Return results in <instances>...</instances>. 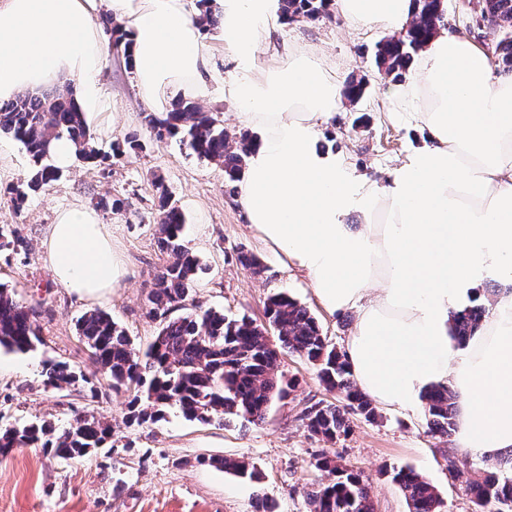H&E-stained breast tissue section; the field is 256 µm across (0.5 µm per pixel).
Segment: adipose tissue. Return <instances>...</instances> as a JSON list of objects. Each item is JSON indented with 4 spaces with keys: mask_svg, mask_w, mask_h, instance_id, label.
Segmentation results:
<instances>
[{
    "mask_svg": "<svg viewBox=\"0 0 512 512\" xmlns=\"http://www.w3.org/2000/svg\"><path fill=\"white\" fill-rule=\"evenodd\" d=\"M198 0H0V102L70 80L87 122L101 115L114 49L99 24L124 34L134 84L155 111L210 96L208 34ZM217 38L236 63L227 93L255 136L238 202L257 237L304 272L330 313L355 312L350 371L378 405L419 411L434 385L457 394L455 450L490 457L512 448V74L459 31L419 51L414 80L391 101L425 142L386 180L352 175L315 147L340 108L334 74L311 49L257 53L276 0H217ZM345 18L398 33L411 0H338ZM58 282L85 297L126 275L96 213H59L45 241ZM486 313L466 340L458 315Z\"/></svg>",
    "mask_w": 512,
    "mask_h": 512,
    "instance_id": "1",
    "label": "adipose tissue"
}]
</instances>
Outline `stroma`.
<instances>
[{
  "mask_svg": "<svg viewBox=\"0 0 512 512\" xmlns=\"http://www.w3.org/2000/svg\"><path fill=\"white\" fill-rule=\"evenodd\" d=\"M386 35V29L348 22L333 4L318 19L274 26L258 52L260 63L267 64L282 45L311 47L343 76L363 78L364 97L354 105L343 103L322 125L316 146L335 154L354 173L380 179L423 143L422 134L394 112L388 98L391 82L374 66V46ZM209 51L215 93L200 105L217 113L230 135L246 133L231 102L220 94L235 74V63L219 42H210ZM104 80L110 90L105 120L90 128L96 146L108 153L113 143L133 136L143 143L142 151L107 167L72 162L47 190L18 206L10 189L27 176L29 158L21 143L0 137L12 152L13 165L12 175L0 179V225H18L27 242L26 254L0 257V283L16 300L37 308L42 339L35 352L25 355L0 349V414L12 420L47 419L63 428L74 410L88 405L78 391L46 386L41 376L49 360L84 372L91 369L90 353L76 329L85 312L107 311L138 345L155 335L145 299L154 272L168 261L156 224L164 190L185 213L188 238L207 267L197 287L199 305L261 323L268 297L284 292L308 308L331 344L345 350L355 313H328L305 276L257 238L235 194L229 193L220 165L146 129L143 114L150 106L138 97L129 67L113 61ZM115 198L124 199L125 211L102 209L103 201ZM74 205L96 210L127 271L119 286L98 298H81L60 287L45 259L50 224ZM242 251L258 258L263 273L254 275L241 266L237 256ZM279 371L294 389L272 402L259 426L240 419L188 421L172 411L165 421L129 427L124 394L99 380L91 405L113 427L111 451L66 467L39 448L14 450L0 458V512H254L259 494L275 512H308L307 491L328 476L312 465L325 443L310 432L305 411L319 401L335 402L338 395L319 382L313 364L296 355L282 353ZM349 422L348 432L333 448L367 481L374 512H408L403 492L390 478L392 468L421 473L439 491L443 512H472L468 481L496 468L494 460L473 457L459 458L456 468H449L452 441L431 432L421 412L381 408L376 418L353 414ZM210 457L254 464L261 480L245 481L207 465Z\"/></svg>",
  "mask_w": 512,
  "mask_h": 512,
  "instance_id": "obj_1",
  "label": "stroma"
}]
</instances>
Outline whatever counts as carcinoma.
Segmentation results:
<instances>
[{
  "label": "carcinoma",
  "mask_w": 512,
  "mask_h": 512,
  "mask_svg": "<svg viewBox=\"0 0 512 512\" xmlns=\"http://www.w3.org/2000/svg\"><path fill=\"white\" fill-rule=\"evenodd\" d=\"M331 0H280L279 15L285 24L316 19ZM480 18L500 32L494 54L503 70L512 72V0H481ZM200 21L205 27L220 25L215 0H200ZM445 26L444 0H413V14L405 32L376 44L374 64L383 78L403 82L414 57L428 40ZM143 121L157 138L177 137L200 159L224 167L229 191L241 180L252 138H232L223 121L192 100H179L168 112H146ZM20 141L32 162L29 179L13 188L14 200L22 202L56 181L60 168L50 155L52 142L63 136L76 147V158L87 163L106 159L93 142L82 112L74 99L60 91L26 93L0 105V134ZM158 243L170 260L157 270L146 297V314L158 322V332L146 349L136 346L127 331L103 310L84 314L78 334L89 348L96 370L87 375L65 362H47L42 376L56 389L89 386L109 378L115 392L127 393V424H154L174 407L188 420L208 422L226 416L260 425L268 404L288 394L278 375L280 352L287 351L318 366V378L329 391L339 393L338 403L317 402L307 408L312 433L326 443L346 433L350 413L370 419L376 407L358 390L346 355L332 345L307 308L285 293L268 298L266 321L228 317L192 302L200 261L184 237L185 216L166 194L160 198ZM25 249L24 239L12 224L0 225V252L16 254ZM484 310L464 314L459 332L475 329ZM40 342L33 309L17 301L0 286V348L28 353ZM430 431L448 435L455 427V395L446 386L427 391L423 397ZM112 442V424L89 410L75 411L69 427L56 432L52 423H14L0 426V456L16 448H40L53 458L69 463L82 459ZM199 463L233 472L240 478H258L254 465L244 461L203 458ZM314 466L331 475L328 482L307 493L310 512H373L368 486L361 475L339 462L329 448L314 456ZM393 480L404 492L410 512H442L443 500L435 486L410 468L394 471ZM475 512H512V478L490 471L469 481Z\"/></svg>",
  "instance_id": "cac0c4a2"
}]
</instances>
